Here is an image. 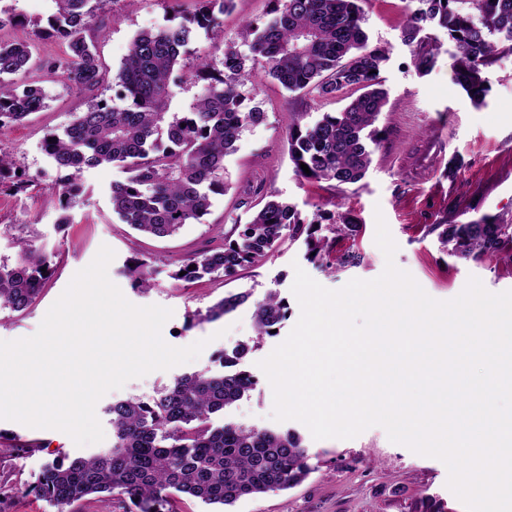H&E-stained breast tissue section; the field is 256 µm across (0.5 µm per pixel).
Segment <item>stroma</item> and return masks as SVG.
Listing matches in <instances>:
<instances>
[{
  "label": "stroma",
  "instance_id": "stroma-1",
  "mask_svg": "<svg viewBox=\"0 0 512 512\" xmlns=\"http://www.w3.org/2000/svg\"><path fill=\"white\" fill-rule=\"evenodd\" d=\"M408 5L409 0H365L363 5L369 44L386 51L379 78L388 102L380 118L385 132L360 182L340 185L302 179L288 152V125L294 113L336 112L344 106V99L313 100L286 91L259 71L254 78L258 90L252 98L264 119L242 135L236 152L225 160L230 190L215 196L201 222L186 225L172 237H145L118 221L112 212L110 186L122 172L110 165L83 169L84 193L70 211L71 224L59 227L62 211L51 194L57 170L43 149V140L47 133L68 126L93 97H111L112 87L104 85L92 94L77 90L66 69L29 72L28 81L44 87L46 105L0 130V150L13 158L28 182L26 191L18 194L0 190V257H14L12 241L20 236L21 225L28 224L36 246L50 256L54 272L27 310L0 307V340L35 334L76 272L89 265L105 245L115 253L108 276L129 302L171 309L172 316L162 328L163 340L174 347L200 340L206 346L193 361L150 372L107 392L95 408L105 434L101 443L79 446L62 431L0 419V480L14 488L5 512H48L44 501L16 493V485L34 481L57 452L87 457L110 447L108 405L130 397L148 401L178 377L204 369L220 371L219 356L241 345L248 346L249 352L240 367L254 376L257 385L231 407L213 414V424L232 421L295 431L309 450L312 471L294 488L239 501L233 512H430L435 501L442 503L444 512H465L447 487L445 464L391 442L382 427H370L351 439L317 440L300 422L272 419V388L258 366L299 319L300 307L291 291L296 269L334 290L352 279L372 280L383 272L385 257L375 243L379 213L398 246L396 266L410 273L432 298H455L472 276L492 293L512 289V255L502 253L479 261L449 256L438 230L440 223L456 220L463 212L471 218L504 215L512 219V55L485 70L489 91L484 105L475 106L456 81L455 49L446 29L436 24L425 28V35L439 44L440 52L427 73L416 68L403 38ZM272 7L271 0H235L233 11L224 17L221 37L199 34L194 49L222 56L225 43L241 42L245 24L270 19ZM106 10L119 17L97 40L100 58L110 71L120 66L138 32L165 25L169 14L166 0H109ZM260 183L294 204L304 222L320 214L353 218L359 226L357 235L327 234V250L335 256L357 248L364 255L363 263L351 268L332 262L320 265L310 260L304 239L298 238L284 240L263 262L231 278L207 277L192 284L173 279L182 257L217 236L236 237L237 225L248 223L260 207L258 196L251 191ZM133 258L147 261L153 288L135 289L124 276L123 268ZM272 289L287 302L288 318L277 335L260 338L255 332L254 303ZM244 291L252 292V301L224 318L187 327L189 314L206 312L225 294ZM34 441L39 444L35 450L30 447Z\"/></svg>",
  "mask_w": 512,
  "mask_h": 512
}]
</instances>
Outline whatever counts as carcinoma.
Wrapping results in <instances>:
<instances>
[{
  "label": "carcinoma",
  "instance_id": "carcinoma-1",
  "mask_svg": "<svg viewBox=\"0 0 512 512\" xmlns=\"http://www.w3.org/2000/svg\"><path fill=\"white\" fill-rule=\"evenodd\" d=\"M47 18H30L0 5V29L22 26L42 39L55 37L67 46L64 60H33L34 44L0 39V128L19 122L45 106L46 93L16 78L32 67L53 72L66 67L78 88L93 92L112 75V100H93L62 132L44 140L45 153L60 176L55 193L65 215L83 192L78 174L86 167L112 164L126 177L112 181V212L122 224L157 238L177 234L209 213L212 198L229 189L224 160L236 151L242 134L259 125L264 113L249 106L241 87L260 69L290 92L319 99H336L349 90L358 95L337 112H323L304 122L295 114L288 126V146L297 174L306 180L361 181L372 162L370 145L379 141L375 127L386 105L378 88L385 52L368 44L363 0H274V17L248 25L244 55L234 45L224 47L217 61L203 52L190 57L194 35L220 28V16L234 0H194L190 12L176 24L142 31L114 72L104 70L96 49L102 25L95 23L108 0H53ZM404 33L417 68L429 69L437 46L419 34L430 23L448 32L456 47L458 84L477 104L484 102V69L499 55L512 53V0H417ZM251 62V68L245 62ZM199 86L181 112L170 111L182 72ZM306 164V174L300 164ZM0 185L16 192L27 188L13 160L0 154ZM266 199L237 238L179 260L172 277L192 283L207 276H232L275 252L285 236L306 235L311 260L328 257L317 236L319 224H306L296 207L263 187L253 190ZM448 252L461 259L481 260L512 248V221L484 215L447 224L441 233ZM14 261L0 260V305L23 311L38 297L51 276L48 257L33 240L19 237ZM132 284L152 287L148 263L134 258L126 266ZM251 293H229L206 314L189 323L213 320L244 304ZM257 334L271 331L288 318V306L273 291L255 305ZM247 349L221 358L222 372L209 369L185 375L145 402L131 398L107 407L112 445L89 458L58 454L45 464L26 494L47 502L54 512H78L81 502L112 497L130 503L135 512H169L186 496L206 505L232 506L241 499L287 490L310 473L309 449L295 433L246 428L234 423L215 427L212 415L253 390L256 380L238 369Z\"/></svg>",
  "mask_w": 512,
  "mask_h": 512
}]
</instances>
